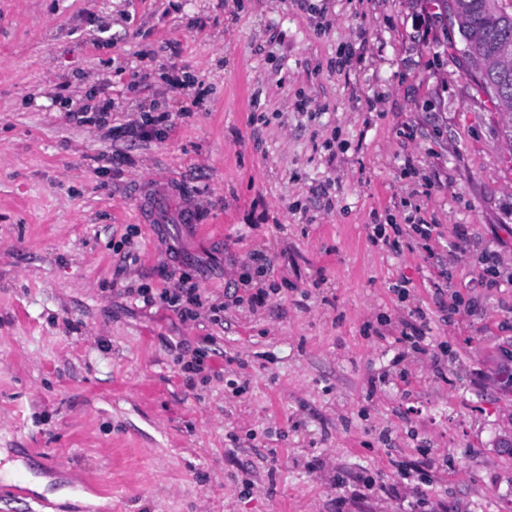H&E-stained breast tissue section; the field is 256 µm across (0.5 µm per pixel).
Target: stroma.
<instances>
[{"instance_id": "obj_1", "label": "stroma", "mask_w": 512, "mask_h": 512, "mask_svg": "<svg viewBox=\"0 0 512 512\" xmlns=\"http://www.w3.org/2000/svg\"><path fill=\"white\" fill-rule=\"evenodd\" d=\"M458 40L432 0H0V512H512L511 120ZM170 273L197 320L122 293ZM112 116V98H103L94 104L88 103L77 110L69 111V122L79 124H93L100 127L109 124V118Z\"/></svg>"}]
</instances>
